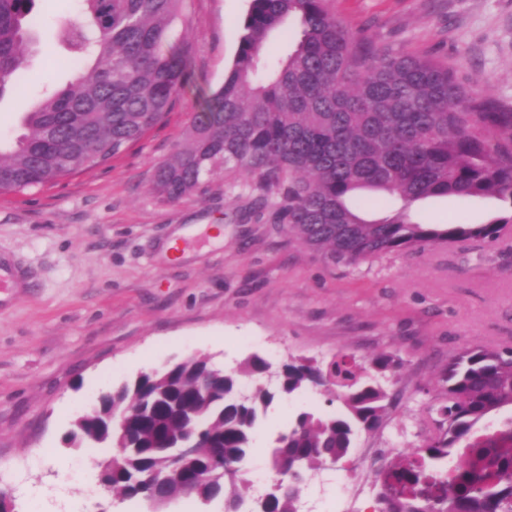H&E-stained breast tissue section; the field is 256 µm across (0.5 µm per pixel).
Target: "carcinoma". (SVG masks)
I'll use <instances>...</instances> for the list:
<instances>
[{"label": "carcinoma", "mask_w": 512, "mask_h": 512, "mask_svg": "<svg viewBox=\"0 0 512 512\" xmlns=\"http://www.w3.org/2000/svg\"><path fill=\"white\" fill-rule=\"evenodd\" d=\"M36 0H0V98L28 66ZM183 0H82L81 18L60 27L65 64L77 72L61 89H47L24 112L26 132L0 145V193L54 184L124 153L159 125L186 83L189 45L164 50ZM299 26L283 57L269 62V37L286 22ZM224 178L246 174L258 200L274 198V223L298 242L337 262L423 251L462 240H495L512 226V213L488 224L459 219L422 223L410 210L419 200L493 197L512 206V112L460 84L448 66L359 39L328 8V0H250L239 25L233 64L217 90L193 113L186 142L154 170V190L167 202L196 191L217 169ZM362 190L394 206L366 220L353 204ZM371 371L339 355L328 362L300 359L281 365L276 387L258 383L248 395L240 381L269 367L258 355L196 394L210 368L194 357L138 377L77 417L67 434L74 448L107 444L124 449V465L106 466L112 490L125 497L151 491L147 474L163 479L165 496L224 499L239 512L240 462L253 450L256 424L280 396L323 387L340 411H302L269 450L270 470L283 455L307 473L350 456L358 434L378 429L390 405L388 377L399 358L372 356ZM442 396L428 407L437 428L386 474L411 488L384 482L382 512H512V420L477 441L473 427L512 405V349L468 348L448 362ZM116 411L134 414L125 429L109 426ZM199 426L187 435L185 426ZM194 442L174 458L170 447ZM454 448L461 460H445ZM224 473L209 482L216 452ZM452 477L442 480L447 472ZM257 512H300L299 497L279 488Z\"/></svg>", "instance_id": "carcinoma-1"}]
</instances>
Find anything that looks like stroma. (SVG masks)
<instances>
[{
	"instance_id": "35a3bbf8",
	"label": "stroma",
	"mask_w": 512,
	"mask_h": 512,
	"mask_svg": "<svg viewBox=\"0 0 512 512\" xmlns=\"http://www.w3.org/2000/svg\"><path fill=\"white\" fill-rule=\"evenodd\" d=\"M250 0H187L168 43H189L188 82L162 124L107 165L56 184L0 195V268L22 288L0 290V493L13 512H153L140 498L104 492L105 448H72L74 419L113 386L199 355L235 369L248 356L279 367L291 358L384 351L402 367L388 388L383 427L360 448L417 447L436 423L449 359L471 347L512 348V231L423 251L337 263L305 246L255 204L251 177L216 176L182 200H161L154 167L182 143L202 94L230 69ZM81 0H38L28 70L0 97V138L20 135L21 113L58 72V29ZM329 8L375 46L448 65L472 93L512 112V0H330ZM494 198L434 197L414 220L484 224L503 215ZM204 225L178 257L162 243ZM318 389L274 402L242 469L269 470L268 449L297 412L330 411Z\"/></svg>"
}]
</instances>
